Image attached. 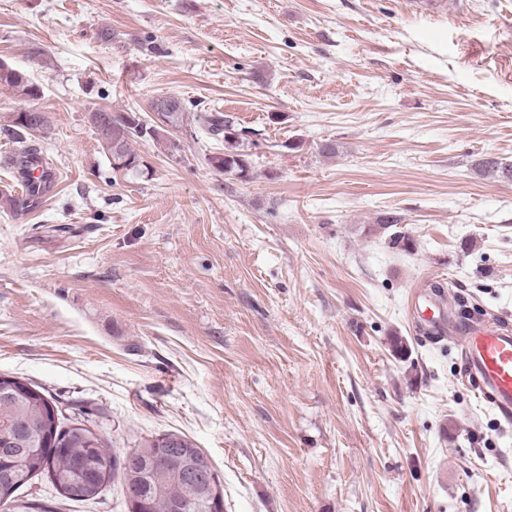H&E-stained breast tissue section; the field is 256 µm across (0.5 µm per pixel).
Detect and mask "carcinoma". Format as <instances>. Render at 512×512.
I'll return each mask as SVG.
<instances>
[{"mask_svg": "<svg viewBox=\"0 0 512 512\" xmlns=\"http://www.w3.org/2000/svg\"><path fill=\"white\" fill-rule=\"evenodd\" d=\"M0 86L6 87L19 97L36 100L40 89L28 79L25 73L11 69L0 71ZM158 101L167 105V117L174 128H183L187 107L174 96H162ZM98 115L112 121V148L107 150L109 161H120L122 165L112 167L113 172L126 175H142L147 166L132 149L131 143L138 139H158L164 130L152 128L139 112L132 109L124 112L100 111ZM229 115L211 112L206 116L207 133L224 143V152L208 158L212 167L224 171L240 180L250 178L252 153L257 147L243 136L231 132L226 123ZM49 118L37 119L33 112L23 109L16 111V117L3 131L20 144L11 164L16 169L26 190L17 197L6 198L13 209L36 208L42 199L39 179L34 170L48 169L47 162L38 149L26 143V135L41 132L47 128ZM474 171L485 177L501 182H512V163L494 157L475 160ZM400 218L392 213L379 217L378 226L390 231L388 247L398 252L411 254L416 247L414 239L400 230ZM56 407L52 398L46 396L37 386L32 390H12L0 396V444L13 449V453H0V484L16 483L21 488L32 478L45 474L55 487L61 488V495L68 500L91 501L100 497L114 484L131 482L137 485L138 501H124L126 512H209V489L206 485H191L181 479V461H201L199 449L188 437H182L180 450L158 466H143L132 472L112 471L114 452L108 440L102 438L91 447L86 442L88 427L70 425L63 427L59 415H50V408Z\"/></svg>", "mask_w": 512, "mask_h": 512, "instance_id": "carcinoma-1", "label": "carcinoma"}]
</instances>
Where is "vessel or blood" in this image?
<instances>
[{"mask_svg": "<svg viewBox=\"0 0 512 512\" xmlns=\"http://www.w3.org/2000/svg\"><path fill=\"white\" fill-rule=\"evenodd\" d=\"M415 10L431 17L462 9L463 0H413ZM430 322L439 336L458 340L467 359L461 374L479 400L492 405L498 421L512 424V330L497 322L461 323L439 311Z\"/></svg>", "mask_w": 512, "mask_h": 512, "instance_id": "1", "label": "vessel or blood"}]
</instances>
